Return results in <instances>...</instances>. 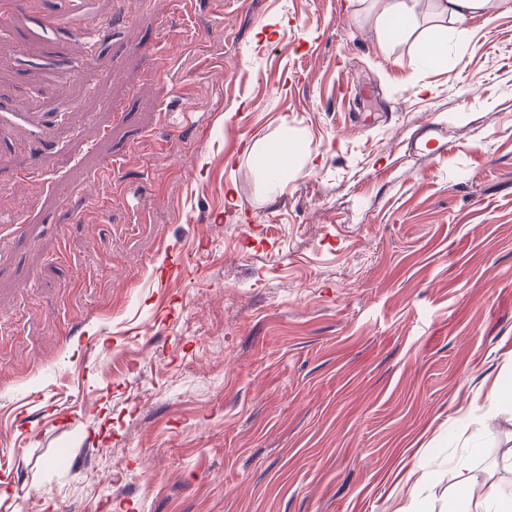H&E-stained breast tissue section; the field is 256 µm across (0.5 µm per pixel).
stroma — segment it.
Returning a JSON list of instances; mask_svg holds the SVG:
<instances>
[{
	"instance_id": "35a3bbf8",
	"label": "stroma",
	"mask_w": 512,
	"mask_h": 512,
	"mask_svg": "<svg viewBox=\"0 0 512 512\" xmlns=\"http://www.w3.org/2000/svg\"><path fill=\"white\" fill-rule=\"evenodd\" d=\"M71 6L0 0V512L511 490L512 10L383 45L373 0H101L43 40Z\"/></svg>"
}]
</instances>
